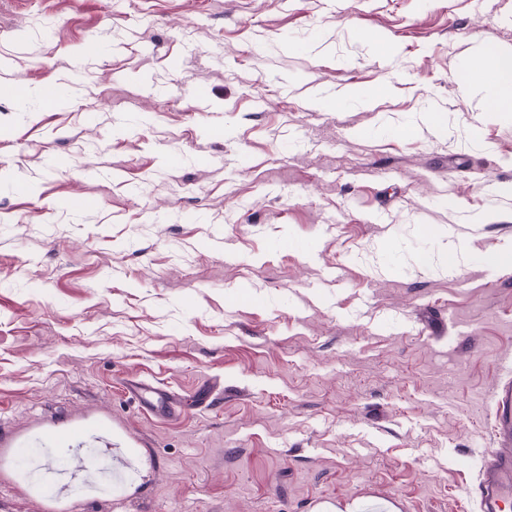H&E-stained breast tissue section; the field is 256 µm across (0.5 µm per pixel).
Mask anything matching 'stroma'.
<instances>
[{
	"mask_svg": "<svg viewBox=\"0 0 512 512\" xmlns=\"http://www.w3.org/2000/svg\"><path fill=\"white\" fill-rule=\"evenodd\" d=\"M490 43L512 0H0V420L106 410L143 452L67 512H477L512 380ZM129 392L134 395L142 406L150 411H173L180 406V402L166 391L149 384L128 383Z\"/></svg>",
	"mask_w": 512,
	"mask_h": 512,
	"instance_id": "obj_1",
	"label": "stroma"
}]
</instances>
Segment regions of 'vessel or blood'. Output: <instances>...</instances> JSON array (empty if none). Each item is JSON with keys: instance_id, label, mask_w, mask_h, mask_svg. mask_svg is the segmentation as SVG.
<instances>
[{"instance_id": "b4317fda", "label": "vessel or blood", "mask_w": 512, "mask_h": 512, "mask_svg": "<svg viewBox=\"0 0 512 512\" xmlns=\"http://www.w3.org/2000/svg\"><path fill=\"white\" fill-rule=\"evenodd\" d=\"M129 391L150 411H172L177 400L166 391L140 382L128 385ZM495 448L487 455L476 486L478 512H512V383L500 387L494 396ZM37 448L40 456L31 464L36 475L32 484L46 498L58 501L75 491L95 497L103 491L104 479L112 474L134 472L139 452L136 446L114 439L112 418L72 419L63 426L0 429V449ZM63 448H95L100 458H79L71 465L57 461Z\"/></svg>"}]
</instances>
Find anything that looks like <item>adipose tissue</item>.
I'll return each instance as SVG.
<instances>
[{
	"label": "adipose tissue",
	"instance_id": "ef3b65f1",
	"mask_svg": "<svg viewBox=\"0 0 512 512\" xmlns=\"http://www.w3.org/2000/svg\"><path fill=\"white\" fill-rule=\"evenodd\" d=\"M470 81L492 88L487 102L488 112H512V50L497 46L485 47L477 65L469 67Z\"/></svg>",
	"mask_w": 512,
	"mask_h": 512
}]
</instances>
